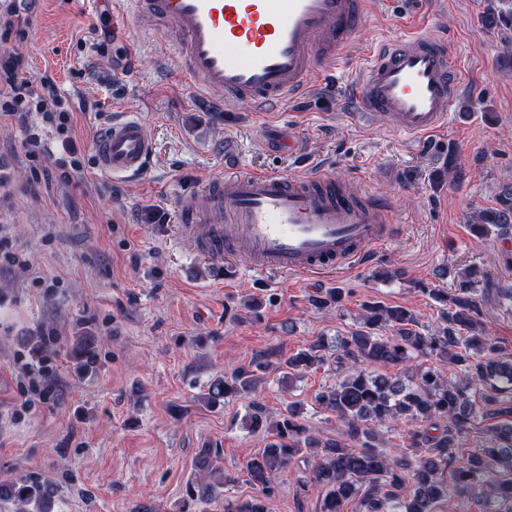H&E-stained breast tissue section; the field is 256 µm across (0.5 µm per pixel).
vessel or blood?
<instances>
[{"label":"vessel or blood","mask_w":512,"mask_h":512,"mask_svg":"<svg viewBox=\"0 0 512 512\" xmlns=\"http://www.w3.org/2000/svg\"><path fill=\"white\" fill-rule=\"evenodd\" d=\"M377 0H92L115 21L137 17L166 35L191 92L223 112L256 111L307 94L334 73ZM456 49L417 32L375 44L347 86L357 109L394 120L414 139L439 133L464 81ZM153 143L128 113L106 126L95 146L98 168L115 178L143 174ZM184 210L190 244L215 259L245 257L263 273L319 272L356 264L391 240V206L375 193L339 189L320 169L308 176L224 168Z\"/></svg>","instance_id":"b4317fda"}]
</instances>
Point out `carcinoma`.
Instances as JSON below:
<instances>
[{"mask_svg":"<svg viewBox=\"0 0 512 512\" xmlns=\"http://www.w3.org/2000/svg\"><path fill=\"white\" fill-rule=\"evenodd\" d=\"M471 221L477 239L511 236L512 183L503 186L497 208L481 211ZM455 278L457 289L451 294L429 289L440 304V320L427 333L419 330L416 314L406 306L361 304L357 328L335 341L336 369L344 376L316 396L318 405L339 422L334 438L313 436L292 404L274 415L256 400L259 373L273 367L282 379L293 380L329 363L323 339L284 360L271 349L253 368H236L209 385L208 405L247 399L248 429L258 432L269 423L273 429L264 448L244 465L256 495L224 501V512H267V502L279 493L278 473L305 453L310 469L302 484L318 492L319 512H345L353 500L360 512H435L451 495L481 499L485 512H512V352L491 339L480 319L474 288L485 280L483 272L469 267ZM343 297L342 289L328 288L310 299V305L328 312L339 308ZM72 356L78 372L93 370L95 337H76ZM449 365L460 372L455 381L445 376ZM388 367L396 372H380ZM486 416L496 423L487 428L482 450L463 454L461 439ZM438 421L443 429L435 436L421 429ZM399 422L410 427L412 451L380 452L371 443L375 428ZM363 437L361 447L350 446ZM194 468L199 474L187 481L176 512H196L233 482L211 448L198 450ZM448 469L450 482L444 478ZM1 501L13 512H53L54 487L30 478L0 482Z\"/></svg>","mask_w":512,"mask_h":512,"instance_id":"carcinoma-1","label":"carcinoma"}]
</instances>
